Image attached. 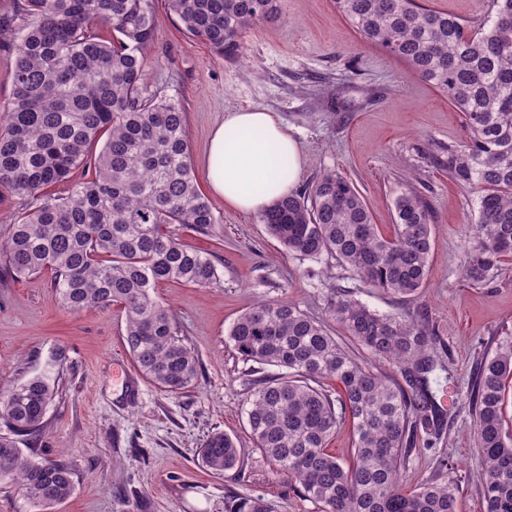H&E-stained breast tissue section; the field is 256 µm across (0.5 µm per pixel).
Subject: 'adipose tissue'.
Wrapping results in <instances>:
<instances>
[{
	"mask_svg": "<svg viewBox=\"0 0 512 512\" xmlns=\"http://www.w3.org/2000/svg\"><path fill=\"white\" fill-rule=\"evenodd\" d=\"M205 169L225 206L262 213L297 181L301 150L275 113L240 110L227 113L213 129Z\"/></svg>",
	"mask_w": 512,
	"mask_h": 512,
	"instance_id": "obj_1",
	"label": "adipose tissue"
}]
</instances>
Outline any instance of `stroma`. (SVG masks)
I'll list each match as a JSON object with an SVG mask.
<instances>
[{"label":"stroma","mask_w":512,"mask_h":512,"mask_svg":"<svg viewBox=\"0 0 512 512\" xmlns=\"http://www.w3.org/2000/svg\"><path fill=\"white\" fill-rule=\"evenodd\" d=\"M155 10L143 93L182 99L189 157L217 219L209 236L180 231L183 242L215 256L217 284L166 282L156 289L199 358L198 379L173 395L137 376L122 306L70 311L56 302L45 271L0 288V394L47 371L55 353L65 355L68 369L45 431L25 442L34 457L63 459L73 469V493L57 512H225L232 496L264 498L273 512H320L298 482L255 449L246 425L250 369L227 340L234 320L260 301H289L324 319L336 288L351 289L384 314H422L448 363L443 400L451 407L464 396L486 342L512 327V256L489 281L465 280L471 212L446 165L449 145L467 137L462 116L447 96L363 43L333 0H283L278 19L245 30L244 52L232 60L184 33L166 0H155ZM244 109L276 113L298 142L296 191L341 173L386 235L394 232L398 195L412 187L427 200L433 246L418 297L367 287L331 256L288 254L259 215L232 210L211 193L210 133L226 113ZM217 430L236 437L242 468L215 474L201 466L199 450ZM440 458L464 480L458 512H483L469 416H457L435 449L413 455L404 485L437 479Z\"/></svg>","instance_id":"obj_1"}]
</instances>
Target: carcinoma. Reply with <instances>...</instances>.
<instances>
[{"instance_id": "1", "label": "carcinoma", "mask_w": 512, "mask_h": 512, "mask_svg": "<svg viewBox=\"0 0 512 512\" xmlns=\"http://www.w3.org/2000/svg\"><path fill=\"white\" fill-rule=\"evenodd\" d=\"M361 40L448 96L463 114L466 140L448 146V177L473 197L474 241L463 264L472 283L512 255V0H489L483 27L417 0H336ZM184 32L215 55L242 53V32L281 11V0H168ZM159 22L153 0H20L0 30L13 35L12 97L0 113V187L22 208L0 233V287L49 270L58 301L79 312L116 302L138 370L164 391L193 386L199 359L181 336L157 284L217 283L214 257L185 244L178 228L207 236L216 218L189 160L185 112L167 95L142 96L147 48ZM102 26L112 29L107 42ZM91 177L65 197L45 192L78 167ZM394 234L372 223L363 195L343 176L323 175L261 215L289 253L331 255L367 286L404 298L424 288L432 214L417 191L394 202ZM328 312L367 352L360 360L327 324L288 301L259 302L232 324L240 357L278 373L254 380L247 426L256 450L296 478L321 512H457L453 475L408 489L401 471L416 448L448 434L451 413L471 418L484 512H512V428L504 408L512 390V329L477 361L471 385L451 411L440 391L448 365L437 334L418 315L382 314L338 289ZM392 364L400 380L375 367ZM333 378L335 400L320 380ZM40 373L0 398V480L36 508L54 512L73 491L64 460L33 459L20 437L40 434L58 393ZM350 424L353 454L327 448ZM202 463L215 472L241 467L228 434H211ZM226 512H270L262 499L233 496Z\"/></svg>"}]
</instances>
